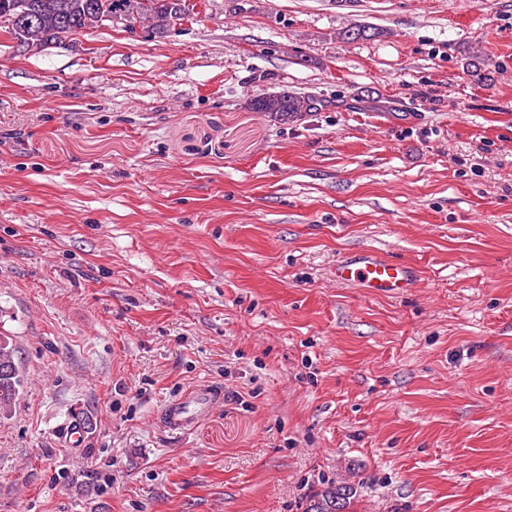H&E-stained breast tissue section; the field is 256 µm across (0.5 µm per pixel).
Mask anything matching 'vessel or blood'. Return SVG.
Here are the masks:
<instances>
[{"label":"vessel or blood","instance_id":"vessel-or-blood-1","mask_svg":"<svg viewBox=\"0 0 512 512\" xmlns=\"http://www.w3.org/2000/svg\"><path fill=\"white\" fill-rule=\"evenodd\" d=\"M336 282L353 284L370 294L394 296L412 288L416 269L394 261L380 253L363 251L337 262L331 272ZM222 389L210 383H202L168 403L160 412L159 420L171 431L188 432L195 428L200 418L215 405L223 402Z\"/></svg>","mask_w":512,"mask_h":512}]
</instances>
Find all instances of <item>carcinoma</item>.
Here are the masks:
<instances>
[{
  "label": "carcinoma",
  "mask_w": 512,
  "mask_h": 512,
  "mask_svg": "<svg viewBox=\"0 0 512 512\" xmlns=\"http://www.w3.org/2000/svg\"><path fill=\"white\" fill-rule=\"evenodd\" d=\"M101 0H0V31L23 39L28 49L38 50L52 41L69 39L95 28L103 21L99 15ZM112 9L120 10L129 20L143 19L152 29L165 33L182 21L197 15L196 5L188 0H109ZM381 31L356 26L341 32L346 40L375 38ZM257 112H266L283 122H293L315 109L316 101L286 91L258 95L250 99ZM0 364L9 372L0 373V413L11 411L24 384V374L14 340L0 336ZM353 489L332 484L316 492L305 512H348Z\"/></svg>",
  "instance_id": "obj_1"
}]
</instances>
